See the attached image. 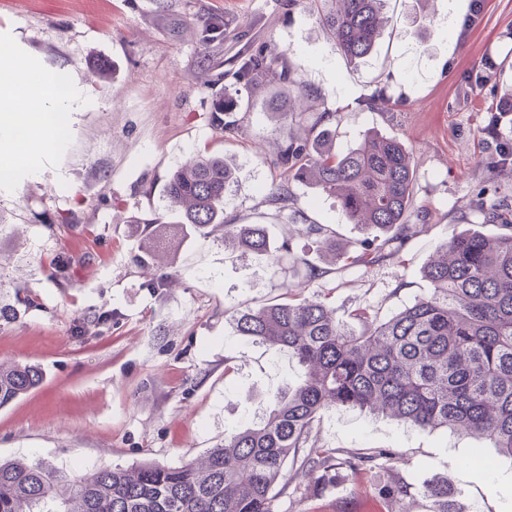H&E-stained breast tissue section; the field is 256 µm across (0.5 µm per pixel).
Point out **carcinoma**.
<instances>
[{
  "instance_id": "cac0c4a2",
  "label": "carcinoma",
  "mask_w": 512,
  "mask_h": 512,
  "mask_svg": "<svg viewBox=\"0 0 512 512\" xmlns=\"http://www.w3.org/2000/svg\"><path fill=\"white\" fill-rule=\"evenodd\" d=\"M320 23L336 50L352 61L370 56L384 20L387 0H317ZM199 43L224 41V21L198 22ZM284 51L262 44L240 53L224 71L231 84L258 89L281 83L306 85L283 65ZM241 104H217L211 124L221 136L240 132L233 112ZM326 113L313 117L304 138L290 136L274 165L284 181L267 190L278 211L294 201L291 181L315 186L336 199L350 224L371 235L358 242L355 261L371 266L399 250L395 241L413 232L412 155L393 137L366 134L346 152L333 148L322 128ZM234 167L223 157L198 155L169 178L168 198L184 205L177 221L138 217L161 240L174 229L207 237L224 235V245L244 253L288 251L284 239L272 247L266 224H233L224 202ZM487 221L511 229L488 236L478 231L452 235L443 257L424 270L433 292L385 320L356 315L360 330L336 318V310L316 300L262 303L233 314L236 335L297 360L304 375L275 395L270 410L240 432L224 438L203 462L178 467L143 463L130 469L104 468L71 479L36 460L0 461V512H271V492L289 458L309 448L304 467L326 485L341 472L354 475L392 459L386 448L343 454L318 448L313 426L337 408L369 410L421 430L483 435L512 458V209L485 208ZM35 367L0 366V407L36 387ZM378 493L392 506L411 497L400 478ZM429 512H458L448 500V484L425 488Z\"/></svg>"
}]
</instances>
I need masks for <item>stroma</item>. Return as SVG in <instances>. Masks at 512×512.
Listing matches in <instances>:
<instances>
[{
  "instance_id": "obj_1",
  "label": "stroma",
  "mask_w": 512,
  "mask_h": 512,
  "mask_svg": "<svg viewBox=\"0 0 512 512\" xmlns=\"http://www.w3.org/2000/svg\"><path fill=\"white\" fill-rule=\"evenodd\" d=\"M472 0H388L371 56L353 63L320 24L313 0H0V47L30 69L59 74L73 90L57 150L34 171L0 178V364L33 366L39 386L0 408V459L25 457L73 475L145 462L171 467L200 459L297 383L295 360L233 335L225 309L252 307L293 286L357 327L367 310L386 319L428 295L423 269L452 234L485 223L480 203L512 206V167L497 166L490 113L512 98V0H481L470 29L444 27ZM223 16L224 42L200 65L195 19ZM290 52L314 112L329 113L335 149L365 133L401 140L414 160L411 223L417 234L371 267L354 260L366 230L347 223L333 198L292 182L309 221L336 233V253L312 247L305 224L277 213L266 190L285 135L304 136L256 90L236 137L217 135V82L240 49L238 35ZM385 90L387 106L365 100ZM219 153L235 168L226 220L265 219L274 242L289 239L280 264L225 248L220 236H175L149 264L141 215H167L165 187L189 157ZM308 221V222H309ZM75 260L70 277L50 275ZM327 268L298 287L299 260ZM31 295L32 306L17 294ZM318 447L390 449L385 466L317 486L288 461L272 492L274 512H391L379 486L411 487L406 512H428L426 485L447 484L461 512H512V459L464 433L422 431L368 411L336 409L313 429ZM492 459L490 475L465 460Z\"/></svg>"
}]
</instances>
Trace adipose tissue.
<instances>
[{"instance_id": "obj_1", "label": "adipose tissue", "mask_w": 512, "mask_h": 512, "mask_svg": "<svg viewBox=\"0 0 512 512\" xmlns=\"http://www.w3.org/2000/svg\"><path fill=\"white\" fill-rule=\"evenodd\" d=\"M0 177L31 166L34 157L59 144L60 122L69 107V94L52 79L31 78L11 54L0 57ZM26 139H18V130Z\"/></svg>"}]
</instances>
